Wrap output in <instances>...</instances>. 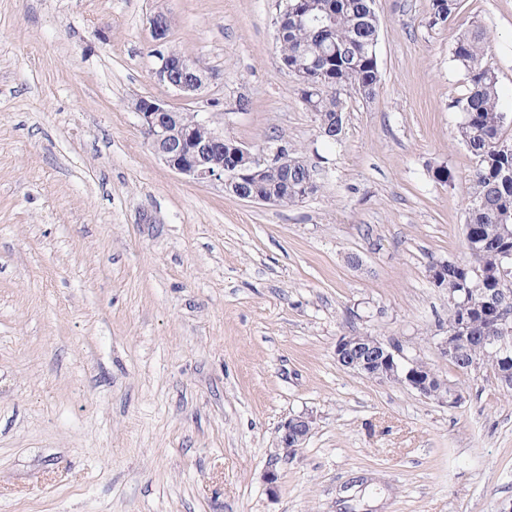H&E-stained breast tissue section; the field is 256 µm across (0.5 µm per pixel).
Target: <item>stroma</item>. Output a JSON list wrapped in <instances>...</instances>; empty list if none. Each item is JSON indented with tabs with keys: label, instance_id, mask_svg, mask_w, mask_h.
I'll return each mask as SVG.
<instances>
[{
	"label": "stroma",
	"instance_id": "obj_1",
	"mask_svg": "<svg viewBox=\"0 0 512 512\" xmlns=\"http://www.w3.org/2000/svg\"><path fill=\"white\" fill-rule=\"evenodd\" d=\"M280 7L0 0V512H512V390L440 355L448 292L428 277L463 250L474 166L453 36L486 32L512 117V0H464L439 30L429 0H375L381 84L336 143L281 64ZM164 45L212 72L198 99L155 77ZM136 96L256 150L287 141L318 192L272 206L185 180ZM353 334L399 341L461 402L340 366ZM312 425L313 418L310 415H299L285 421L280 439L282 448L290 453L301 448L311 432Z\"/></svg>",
	"mask_w": 512,
	"mask_h": 512
}]
</instances>
